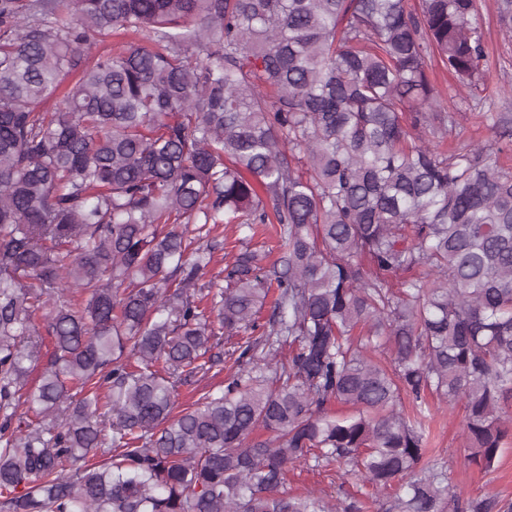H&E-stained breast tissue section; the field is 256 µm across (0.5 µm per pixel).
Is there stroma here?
I'll return each mask as SVG.
<instances>
[{
    "label": "stroma",
    "mask_w": 512,
    "mask_h": 512,
    "mask_svg": "<svg viewBox=\"0 0 512 512\" xmlns=\"http://www.w3.org/2000/svg\"><path fill=\"white\" fill-rule=\"evenodd\" d=\"M498 3L477 0V22L488 53L483 81L458 95L453 91L452 77L435 59H428L427 72L432 82L446 91L445 107L456 121L453 142L485 147L512 164V32L503 30L499 23ZM433 411L427 446L430 455L445 461L456 495L476 497L490 491L503 502L512 503V438L502 448L495 470L483 472L464 461L463 404L438 403ZM283 491L288 495L313 491L335 504L354 495L365 501L364 512H379L369 499L368 485L354 478H338L332 466L314 471L294 466L288 471Z\"/></svg>",
    "instance_id": "35a3bbf8"
}]
</instances>
